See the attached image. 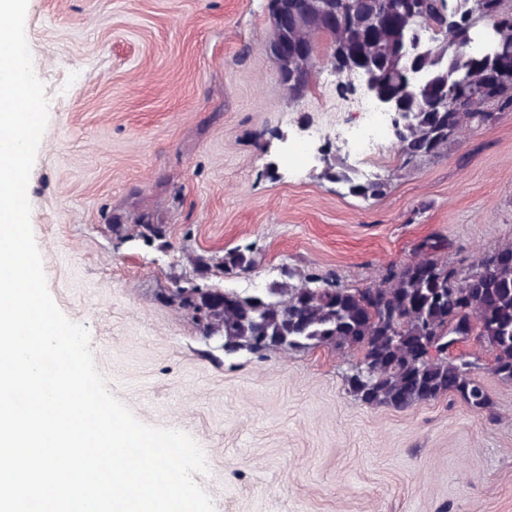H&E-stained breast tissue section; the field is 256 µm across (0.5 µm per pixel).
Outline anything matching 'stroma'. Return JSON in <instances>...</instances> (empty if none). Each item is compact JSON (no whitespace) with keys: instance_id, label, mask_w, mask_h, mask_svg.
I'll return each instance as SVG.
<instances>
[{"instance_id":"35a3bbf8","label":"stroma","mask_w":512,"mask_h":512,"mask_svg":"<svg viewBox=\"0 0 512 512\" xmlns=\"http://www.w3.org/2000/svg\"><path fill=\"white\" fill-rule=\"evenodd\" d=\"M272 30L269 0H29L49 121L27 196L49 291L109 390L199 444L216 512H512V382L486 344L461 349L488 411L366 406L344 385L356 351L229 353L166 301L192 256L240 244L262 261L219 288H264L284 263L366 287L429 236L464 269L512 242V112L434 159L403 164L387 140L353 168L387 195L352 196L323 172L349 161L334 129L356 95L325 65L291 98ZM143 221L165 238L144 244Z\"/></svg>"}]
</instances>
